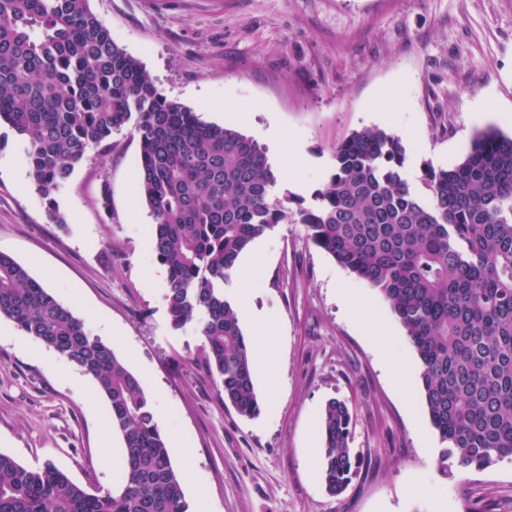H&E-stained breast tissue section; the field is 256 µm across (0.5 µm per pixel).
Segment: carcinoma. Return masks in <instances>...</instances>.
<instances>
[{"instance_id":"1","label":"carcinoma","mask_w":512,"mask_h":512,"mask_svg":"<svg viewBox=\"0 0 512 512\" xmlns=\"http://www.w3.org/2000/svg\"><path fill=\"white\" fill-rule=\"evenodd\" d=\"M2 123L21 137L32 183L61 226L55 194L76 166L116 132L137 137L170 323L197 322L206 365L239 415H257L260 402L250 343L224 285L256 238L300 224L403 328L441 443L438 470L512 461V137L490 128L455 165L424 163L423 197L403 175L402 139L366 127L336 145L334 170L305 207L276 194L278 177L254 139L165 96L89 0H0ZM0 316L93 378L123 458L119 486L92 493L49 462L31 469L0 453V512H186L182 473L138 375L3 254ZM351 423L344 401H327L318 470L332 496L362 465Z\"/></svg>"}]
</instances>
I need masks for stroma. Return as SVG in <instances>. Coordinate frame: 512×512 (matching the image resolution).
Instances as JSON below:
<instances>
[{
  "mask_svg": "<svg viewBox=\"0 0 512 512\" xmlns=\"http://www.w3.org/2000/svg\"><path fill=\"white\" fill-rule=\"evenodd\" d=\"M113 40L168 98L264 147L281 191L312 204L333 150L353 132L401 136L404 175L452 166L474 135L512 136V0H89ZM52 223L21 140L0 127V253L148 374L160 431L192 470L186 496L211 512H512V463L442 475L439 438L418 390L420 367L388 305L282 223L240 262L225 291L246 335L272 340L255 359L260 413L220 398L196 323L174 328L167 270L155 258L140 194L138 141L113 134L55 195ZM0 318V452L109 491L122 441L94 381ZM352 413L359 476L340 496L317 475L328 399Z\"/></svg>",
  "mask_w": 512,
  "mask_h": 512,
  "instance_id": "stroma-1",
  "label": "stroma"
}]
</instances>
